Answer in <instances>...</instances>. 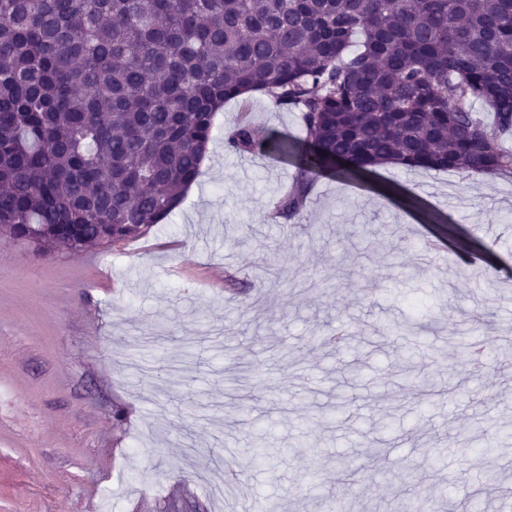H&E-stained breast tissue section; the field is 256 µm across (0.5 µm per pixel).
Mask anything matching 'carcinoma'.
<instances>
[{
  "mask_svg": "<svg viewBox=\"0 0 512 512\" xmlns=\"http://www.w3.org/2000/svg\"><path fill=\"white\" fill-rule=\"evenodd\" d=\"M0 234L69 252L137 239L197 180L224 102L266 92L305 138L244 118L236 154L318 177L387 162L512 170V0H0ZM493 112L485 122L472 105Z\"/></svg>",
  "mask_w": 512,
  "mask_h": 512,
  "instance_id": "1",
  "label": "carcinoma"
}]
</instances>
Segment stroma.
I'll return each mask as SVG.
<instances>
[{"label":"stroma","instance_id":"1","mask_svg":"<svg viewBox=\"0 0 512 512\" xmlns=\"http://www.w3.org/2000/svg\"><path fill=\"white\" fill-rule=\"evenodd\" d=\"M244 116L303 133L268 94L226 101L193 194L145 236L78 254L0 238V512H217L201 476L225 454L270 512L349 498L348 457L351 512H398L408 480L440 512L467 488L512 512V379L489 398L459 347L512 332V173L383 166L276 219L296 172L226 149ZM339 321L337 355L316 338ZM266 446L281 456L254 465Z\"/></svg>","mask_w":512,"mask_h":512}]
</instances>
